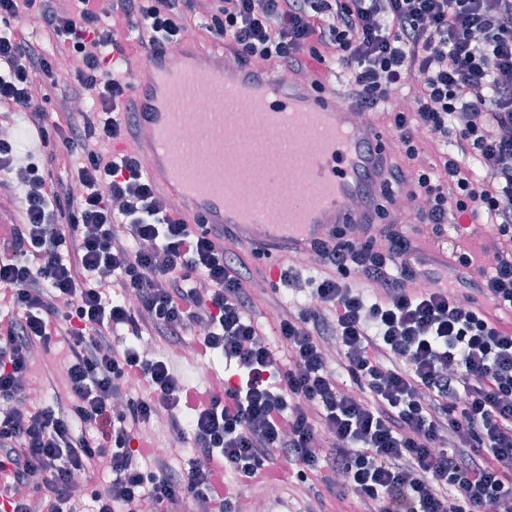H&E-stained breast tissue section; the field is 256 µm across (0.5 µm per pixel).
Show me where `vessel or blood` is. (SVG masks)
Returning <instances> with one entry per match:
<instances>
[{
    "mask_svg": "<svg viewBox=\"0 0 512 512\" xmlns=\"http://www.w3.org/2000/svg\"><path fill=\"white\" fill-rule=\"evenodd\" d=\"M183 62L198 70L183 84L161 54L131 68L140 93L137 147L149 177L185 212L256 238L242 221L239 193L261 194L277 174L282 191L257 238L297 258L342 225L362 226L368 209L385 203L379 170L396 138L378 121H358L350 103L283 83L271 67L248 68L221 44L191 42ZM202 90L210 96L203 117L188 109ZM288 115L301 126L325 121V151L312 155L298 142L282 148L278 121ZM385 205L387 223H401L397 205Z\"/></svg>",
    "mask_w": 512,
    "mask_h": 512,
    "instance_id": "1",
    "label": "vessel or blood"
}]
</instances>
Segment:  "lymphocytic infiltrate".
Returning <instances> with one entry per match:
<instances>
[{
    "label": "lymphocytic infiltrate",
    "mask_w": 512,
    "mask_h": 512,
    "mask_svg": "<svg viewBox=\"0 0 512 512\" xmlns=\"http://www.w3.org/2000/svg\"><path fill=\"white\" fill-rule=\"evenodd\" d=\"M78 2L0 0L1 19L35 16L77 61L57 75L22 29L0 31V108L28 110L44 147L68 157L62 177L33 162L18 173L0 140V199L15 207L0 224L10 512H233L242 489L284 490L298 512H323L302 490L311 471L337 488L341 512H512V0H208L209 39L244 63L315 85L326 62L347 69L358 112L381 111L399 143L387 183L415 175L417 223L437 237L467 215L494 227V264L474 267L449 239L448 269L393 224L358 244L336 232L311 250L316 304L298 309L257 297L226 228L187 222L142 155L112 150L130 140L136 105L126 76L105 68L118 43L104 17L136 30L137 53L160 54L191 28L197 0ZM407 86L408 106H393ZM79 95L96 108L81 121ZM60 342L69 390L33 401L30 367ZM186 342L235 363L239 380L182 384L163 351ZM161 416L173 447L193 450L182 463L149 446ZM104 468L105 489L75 495V479Z\"/></svg>",
    "instance_id": "obj_1"
}]
</instances>
